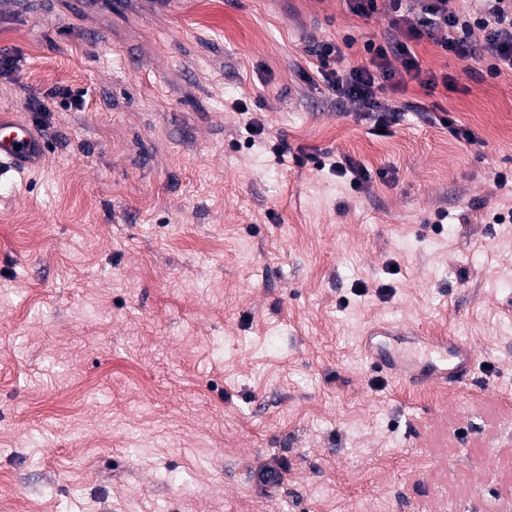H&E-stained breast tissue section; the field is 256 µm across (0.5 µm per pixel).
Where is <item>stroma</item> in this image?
<instances>
[{
    "instance_id": "obj_1",
    "label": "stroma",
    "mask_w": 512,
    "mask_h": 512,
    "mask_svg": "<svg viewBox=\"0 0 512 512\" xmlns=\"http://www.w3.org/2000/svg\"><path fill=\"white\" fill-rule=\"evenodd\" d=\"M389 27L346 0H0V113L48 147L0 182V505L512 512V70L423 37L450 83L380 92L404 113L379 133L311 48L353 38L344 72ZM379 319L469 341L470 382L378 378ZM330 170L336 177H349L350 187L355 191L363 189L364 185L368 183L370 179L368 170L350 158H344V160L341 161L334 160L330 164Z\"/></svg>"
}]
</instances>
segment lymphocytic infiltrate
Masks as SVG:
<instances>
[{"label":"lymphocytic infiltrate","instance_id":"1","mask_svg":"<svg viewBox=\"0 0 512 512\" xmlns=\"http://www.w3.org/2000/svg\"><path fill=\"white\" fill-rule=\"evenodd\" d=\"M391 24L382 42L365 40L363 49L368 64L351 67L346 73L335 68L341 57L338 45L324 43L314 54L319 72L337 98L353 104L357 111L374 117L376 128H388L398 118L397 110L382 109L377 92L382 84L400 87L403 73L420 74V60L411 47L412 41L438 30L448 35L440 40L444 51L460 59L480 57L489 60L492 70L512 69V0H473L471 8L458 11L449 0H386ZM481 31L483 42L473 47L471 36ZM402 61L401 69H393L390 57Z\"/></svg>","mask_w":512,"mask_h":512}]
</instances>
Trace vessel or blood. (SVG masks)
Listing matches in <instances>:
<instances>
[{
    "mask_svg": "<svg viewBox=\"0 0 512 512\" xmlns=\"http://www.w3.org/2000/svg\"><path fill=\"white\" fill-rule=\"evenodd\" d=\"M45 141L29 126L0 118V176L21 174L45 158ZM362 347L367 361L390 378L415 386L462 384L473 374L477 356L473 347L455 336L437 339L422 335L414 324L370 326Z\"/></svg>",
    "mask_w": 512,
    "mask_h": 512,
    "instance_id": "obj_1",
    "label": "vessel or blood"
}]
</instances>
